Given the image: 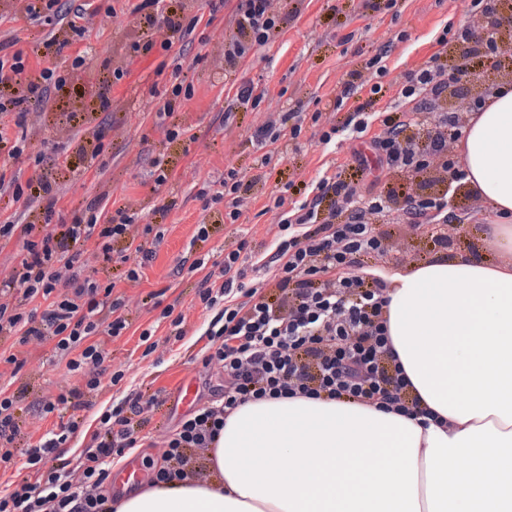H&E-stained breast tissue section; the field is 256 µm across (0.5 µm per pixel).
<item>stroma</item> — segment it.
I'll list each match as a JSON object with an SVG mask.
<instances>
[{
    "mask_svg": "<svg viewBox=\"0 0 512 512\" xmlns=\"http://www.w3.org/2000/svg\"><path fill=\"white\" fill-rule=\"evenodd\" d=\"M139 2L96 0L101 13L89 21L85 37L95 56L88 70L74 73L71 88L50 92L33 107L28 152L43 155L45 166L62 187L58 207L63 221L71 220L72 210L104 193L108 196L104 208L129 205L137 223L153 225L163 240L147 262L121 242L114 244L108 263L98 256L94 244L84 248L83 276L102 283L117 277L114 294L121 298L128 321L121 335L104 339L112 371L123 372L124 377L115 385L103 381L90 394L89 406L76 411L61 405L43 413V402L83 387V377L69 370L67 356L55 352L53 341L19 345L10 337L0 339V390L17 397L14 457L0 468L2 496L17 483L35 477L26 465V448L75 417L80 429L68 442L65 456L78 462L99 427L100 413L134 390L158 393L164 400L159 408L143 414L138 432L141 445L131 451L144 468L160 463L166 435L182 413L177 399L181 379L195 377L202 396L224 381L221 366L204 361L208 339L203 332L212 314L204 309L197 291L205 272L213 271L225 249L239 241H246L252 262L273 249L280 212L269 208L271 195L283 193L289 200H298V188L326 171L341 173L357 192L366 188L354 174L355 141L340 137L328 146L320 141L323 131L348 116L346 107L338 103L344 80L351 72L364 71L379 49L387 48V73L382 79L386 93L375 108L395 107L399 91L428 60L444 28L465 25L483 32L490 25L472 0H271V11L285 18L279 33L266 49L250 53L228 71L224 41L235 29V0H226L212 24H198L178 44L177 55L156 52L132 59L127 47L140 36L133 12ZM114 68L126 70L127 75L113 84L112 109L103 112L83 95L81 86L109 77ZM178 71L191 84L193 96L177 106L172 116L187 131L186 137L172 142L149 89H165ZM249 83L264 93L259 106L228 112L229 101ZM287 111L301 113L302 133L295 140L280 139L270 164L261 166L263 151L254 135ZM107 123L114 131L101 156L106 166L98 171L88 167L78 145L90 138L97 125ZM158 160L169 170L167 183L160 186L151 177ZM230 169L251 186L242 196L243 215L235 224L225 223L223 204L208 208L198 196L203 188L212 194L219 191ZM260 173L265 181H257ZM448 210L452 220L444 246L433 241L425 224L417 229L377 224L387 247L377 266L405 269L440 252H473L489 204L462 186L449 194ZM202 221L211 226L204 241L194 237ZM185 259L204 260V270L183 268ZM136 264L142 267L139 283L121 281L120 273ZM166 306L185 318L186 334L181 339L172 337L169 320L160 316ZM150 327L155 330L156 348L149 353L140 334ZM8 354L21 360L22 368L6 363Z\"/></svg>",
    "mask_w": 512,
    "mask_h": 512,
    "instance_id": "35a3bbf8",
    "label": "stroma"
}]
</instances>
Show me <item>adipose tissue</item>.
<instances>
[{
    "label": "adipose tissue",
    "mask_w": 512,
    "mask_h": 512,
    "mask_svg": "<svg viewBox=\"0 0 512 512\" xmlns=\"http://www.w3.org/2000/svg\"><path fill=\"white\" fill-rule=\"evenodd\" d=\"M458 148L465 183L492 207L490 255L370 270L410 392L435 422L303 396L250 402L209 449L210 482L154 485L115 512H512L511 79Z\"/></svg>",
    "instance_id": "obj_1"
}]
</instances>
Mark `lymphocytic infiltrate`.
<instances>
[{"label":"lymphocytic infiltrate","instance_id":"f902f5d3","mask_svg":"<svg viewBox=\"0 0 512 512\" xmlns=\"http://www.w3.org/2000/svg\"><path fill=\"white\" fill-rule=\"evenodd\" d=\"M61 0H21L19 18L50 21L46 44L64 50L83 40L86 23L98 14L93 0L61 8ZM268 0H237L235 31L224 43V63L236 67L251 52L266 47L279 30L281 16L270 13ZM143 38L129 45L130 57L148 56L153 49L172 52L189 34L179 0H141L135 8ZM164 31L163 40L151 33ZM460 55L454 65L444 63L448 42ZM512 42V25L494 24L479 33L464 26L452 37H440L438 48L416 71L401 91L403 117L372 113L379 100V81L387 71L386 52L369 61L376 83L363 88L358 73L343 83V99L356 104L342 128L321 135L328 144L346 135L365 139L367 154H356L357 175L369 174L368 156L390 175H423L422 194L408 198L400 212H393V193L368 187L357 193L339 175L322 176L311 198L286 207L284 195L273 198L281 220L274 249L259 268L273 272V286H249L244 282L245 243L224 254L220 286L202 281L198 297L212 311L205 334L210 360L224 369L223 385L213 389L208 401L185 413L171 431L162 461L153 468L152 483L199 480L204 454L224 428L225 419L250 401L297 395L385 408L411 416H427L397 362L387 334L383 284L367 278V260L384 256L381 233L373 224L379 218L412 227L428 224L433 239L441 244L448 222V194L438 188L439 178L428 177V157L442 153L449 131L460 130L461 117L447 107L448 97L465 93L469 65L477 57L497 56ZM13 30L0 29V112H15L18 127H25L32 104L43 101L50 89L67 84L56 62L31 66L28 55L17 47ZM365 101H358L361 91ZM381 130L369 134L371 120ZM419 128L416 136L407 135ZM27 149L26 137H10L0 124V196L10 195L25 205L41 203V224H0V239H17L25 253L14 269L8 287L0 289V335L18 337L20 343L51 340L56 350L68 354L70 371L85 380V390H98L103 379L122 380V373H108L110 359L99 335L117 336L126 327L123 303L113 295V285L81 278L75 269L80 246L95 241L103 261L112 259V243L134 226L136 214L128 206L110 216L100 211V198L74 211L70 223H55V206L62 189L51 181L42 158H35L26 182L12 171ZM46 300L42 313L22 311V303ZM158 395L128 393L119 404L103 411L99 428L81 461L80 485H73L61 450L78 431L72 420L52 438L27 449V461L36 474L34 482H21L5 497L0 512H112V496L106 488L109 459L124 456L136 446L133 421L159 405Z\"/></svg>","mask_w":512,"mask_h":512}]
</instances>
